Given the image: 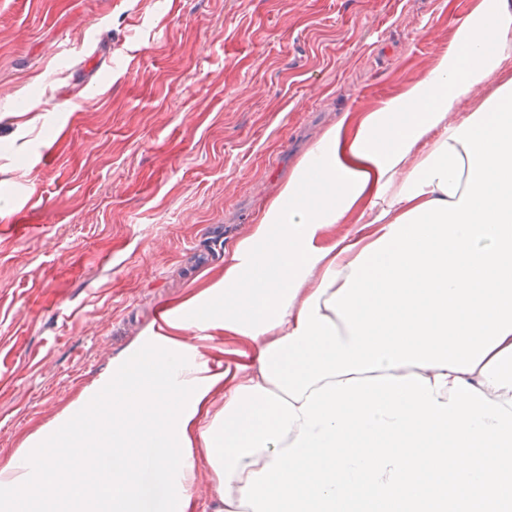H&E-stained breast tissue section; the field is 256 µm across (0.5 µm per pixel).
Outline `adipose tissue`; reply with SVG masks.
<instances>
[{"label": "adipose tissue", "instance_id": "obj_1", "mask_svg": "<svg viewBox=\"0 0 512 512\" xmlns=\"http://www.w3.org/2000/svg\"><path fill=\"white\" fill-rule=\"evenodd\" d=\"M511 67L512 0H481L329 127L223 277L0 466V512H149L147 468L167 512L204 475L212 512H512ZM191 325L242 360L209 366Z\"/></svg>", "mask_w": 512, "mask_h": 512}]
</instances>
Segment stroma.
I'll use <instances>...</instances> for the list:
<instances>
[{
  "label": "stroma",
  "mask_w": 512,
  "mask_h": 512,
  "mask_svg": "<svg viewBox=\"0 0 512 512\" xmlns=\"http://www.w3.org/2000/svg\"><path fill=\"white\" fill-rule=\"evenodd\" d=\"M466 0H0V464L210 287L297 159Z\"/></svg>",
  "instance_id": "35a3bbf8"
}]
</instances>
